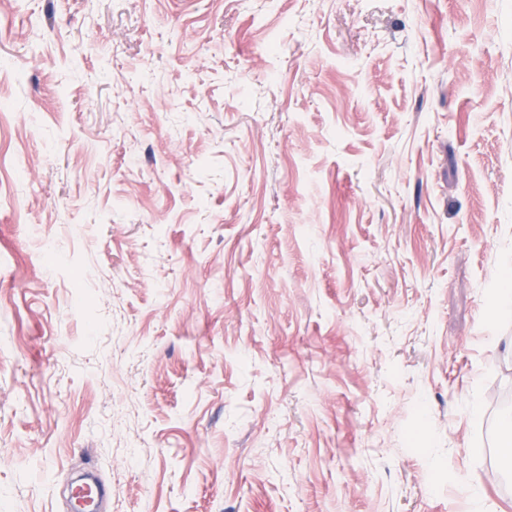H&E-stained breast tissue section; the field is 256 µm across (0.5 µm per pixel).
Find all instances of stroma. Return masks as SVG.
<instances>
[{"instance_id":"stroma-1","label":"stroma","mask_w":512,"mask_h":512,"mask_svg":"<svg viewBox=\"0 0 512 512\" xmlns=\"http://www.w3.org/2000/svg\"><path fill=\"white\" fill-rule=\"evenodd\" d=\"M0 512H512V0H0ZM86 476L92 478L82 483L77 484L75 491V497L72 504L69 506L67 503L68 511H85V512H106L104 508L105 501L108 497V491L103 483L100 481L95 469L88 467L86 468ZM92 484L96 487L97 494L95 499L87 495V485ZM93 508V510L86 511V509Z\"/></svg>"}]
</instances>
